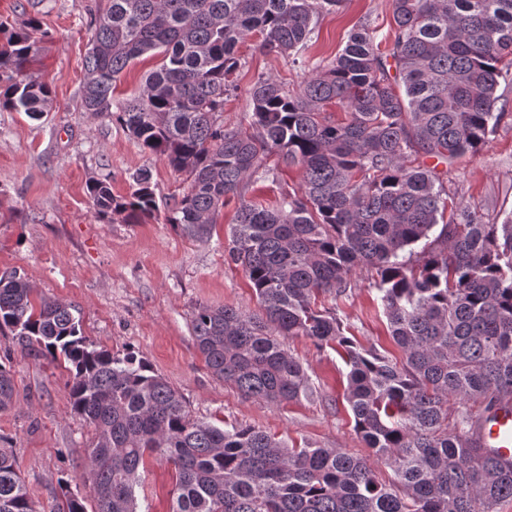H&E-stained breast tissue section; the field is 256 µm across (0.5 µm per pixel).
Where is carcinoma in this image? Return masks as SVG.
Here are the masks:
<instances>
[{
  "label": "carcinoma",
  "instance_id": "obj_1",
  "mask_svg": "<svg viewBox=\"0 0 512 512\" xmlns=\"http://www.w3.org/2000/svg\"><path fill=\"white\" fill-rule=\"evenodd\" d=\"M343 2L106 0L89 25L81 107L115 116L143 149L188 174L168 217L186 236L210 240L220 210L240 201L227 260L247 274L260 314L194 310L192 333L212 375L246 398H312L279 337L336 344L354 429L394 480L379 481L368 460L338 448L290 447L251 426L194 418L140 352L95 346L71 306L35 300L24 277L5 272L0 329L69 365L71 411L92 428L94 508L66 491L57 512H138L140 466L153 453L175 470L171 512H497L512 500V463L479 445L470 409L512 403V213L483 223L450 199L438 170L485 144L503 117L512 0H391L389 37L359 26L298 91L258 76L247 90L253 133L217 122L238 90L232 76L247 36L295 59ZM42 39L31 19L0 43V70L11 72L0 107L34 119L51 102L48 84L27 72ZM149 54L162 61L139 95L115 98L113 82ZM332 104L344 118L327 112ZM273 155L299 168V188L245 199L246 187L269 178L264 160ZM133 182L120 197L93 181L96 214L153 218L150 172ZM358 268L375 270L399 360L361 347L336 313L316 307L320 293L347 295ZM14 392L0 363V410ZM0 512H35L10 448H0Z\"/></svg>",
  "mask_w": 512,
  "mask_h": 512
}]
</instances>
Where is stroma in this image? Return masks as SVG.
I'll return each mask as SVG.
<instances>
[{
  "label": "stroma",
  "instance_id": "1",
  "mask_svg": "<svg viewBox=\"0 0 512 512\" xmlns=\"http://www.w3.org/2000/svg\"><path fill=\"white\" fill-rule=\"evenodd\" d=\"M97 0H0V23L8 29L39 19L45 38L30 65L52 90L39 119L0 109V274L16 271L37 294L75 307L82 332L115 353H143L185 398L191 414L218 426L248 425L296 445L338 448L370 459L380 481L394 477L374 459L354 430L344 392L348 368L336 350L318 348L305 337L283 344L306 370L313 399L273 405L247 399L216 379L206 367L191 331V314L201 305L257 312L255 294L241 267L228 263L225 248L234 205L217 218L212 238L198 242L168 224L169 205L189 180L144 150L112 116L80 105L89 22ZM387 32L390 0H346L319 25L318 37L300 64L262 52L257 38L240 45L245 59L236 80L241 95L229 98L220 117L225 127L249 131L244 94L261 74L285 79L297 90L309 71L330 62L360 22ZM150 170L160 205L140 224L123 216L101 220L87 187L106 179L117 196L132 190V176ZM455 201L479 211L483 223L499 224L512 212V118L504 120L478 152L459 158L445 178ZM347 296L322 293L319 308L337 312L358 342L400 351L389 337L371 272L354 271ZM0 362L10 366L14 408L0 411V448L13 449L36 512H49L61 498L60 480L72 493L88 495L83 482L90 429L71 414L63 365L9 329L0 330ZM174 469L164 459L146 461L137 490L138 512H169Z\"/></svg>",
  "mask_w": 512,
  "mask_h": 512
}]
</instances>
